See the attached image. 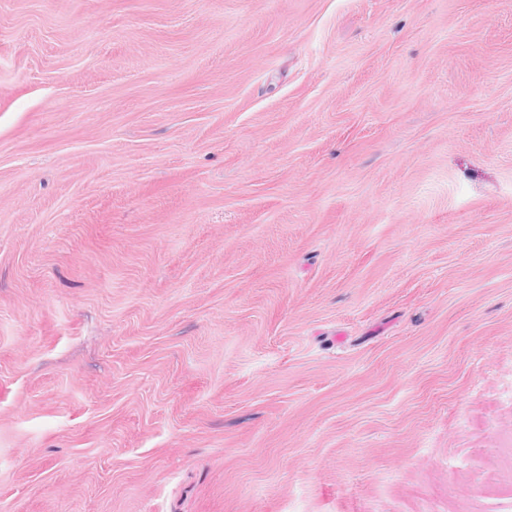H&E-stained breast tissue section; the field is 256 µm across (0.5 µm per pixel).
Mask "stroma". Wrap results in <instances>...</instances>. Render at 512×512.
Returning <instances> with one entry per match:
<instances>
[{
    "label": "stroma",
    "instance_id": "35a3bbf8",
    "mask_svg": "<svg viewBox=\"0 0 512 512\" xmlns=\"http://www.w3.org/2000/svg\"><path fill=\"white\" fill-rule=\"evenodd\" d=\"M512 0H0V512H512Z\"/></svg>",
    "mask_w": 512,
    "mask_h": 512
}]
</instances>
